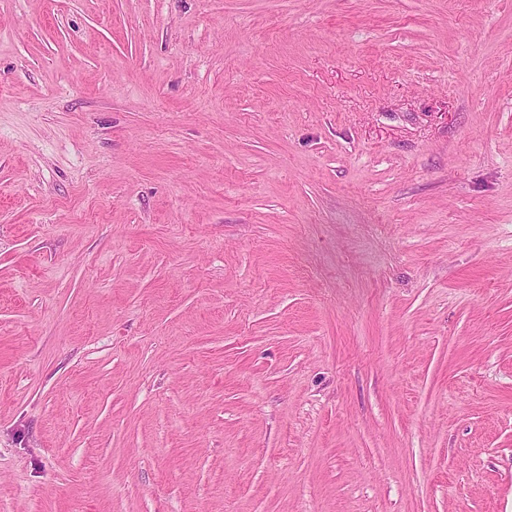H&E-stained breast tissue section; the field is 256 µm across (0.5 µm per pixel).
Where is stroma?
<instances>
[{"label": "stroma", "instance_id": "stroma-1", "mask_svg": "<svg viewBox=\"0 0 512 512\" xmlns=\"http://www.w3.org/2000/svg\"><path fill=\"white\" fill-rule=\"evenodd\" d=\"M0 512H512V0H0Z\"/></svg>", "mask_w": 512, "mask_h": 512}]
</instances>
